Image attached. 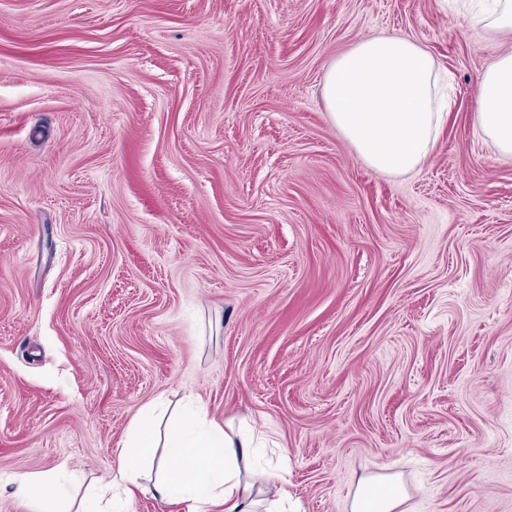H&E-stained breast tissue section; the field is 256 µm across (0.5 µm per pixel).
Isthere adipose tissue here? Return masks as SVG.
Wrapping results in <instances>:
<instances>
[{
	"mask_svg": "<svg viewBox=\"0 0 512 512\" xmlns=\"http://www.w3.org/2000/svg\"><path fill=\"white\" fill-rule=\"evenodd\" d=\"M438 67L415 40L378 34L357 42L327 69L323 96L332 123L373 170L416 171L429 157L446 114L437 104ZM476 123L497 154L512 156V50L478 80ZM252 436L182 409L167 423L136 421L117 452L110 488L125 498L150 494L161 507L183 512H282L289 496L283 475L252 469ZM164 448L176 468H161L150 485L138 477ZM398 475L362 479L351 512H402Z\"/></svg>",
	"mask_w": 512,
	"mask_h": 512,
	"instance_id": "obj_1",
	"label": "adipose tissue"
}]
</instances>
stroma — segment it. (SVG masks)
I'll return each instance as SVG.
<instances>
[{"label":"stroma","instance_id":"35a3bbf8","mask_svg":"<svg viewBox=\"0 0 512 512\" xmlns=\"http://www.w3.org/2000/svg\"><path fill=\"white\" fill-rule=\"evenodd\" d=\"M485 0H0L5 479L79 503L150 404L276 440L291 512L400 474L512 512V158L475 124ZM385 32L436 60L420 170L369 168L323 76Z\"/></svg>","mask_w":512,"mask_h":512}]
</instances>
